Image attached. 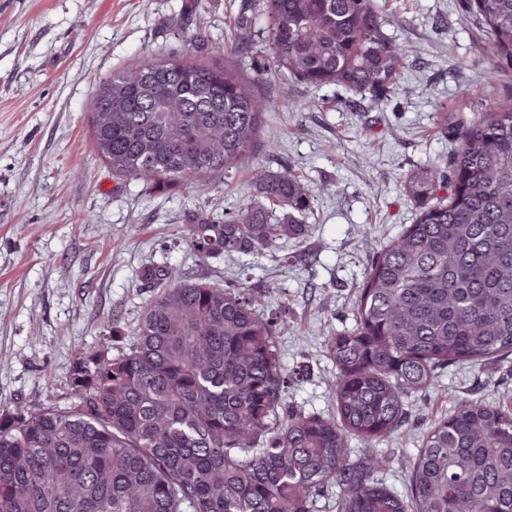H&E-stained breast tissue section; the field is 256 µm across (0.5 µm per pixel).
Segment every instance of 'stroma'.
Wrapping results in <instances>:
<instances>
[{
	"label": "stroma",
	"instance_id": "1",
	"mask_svg": "<svg viewBox=\"0 0 512 512\" xmlns=\"http://www.w3.org/2000/svg\"><path fill=\"white\" fill-rule=\"evenodd\" d=\"M381 3L385 31L408 62L388 102L352 108L331 89L263 86L278 109L254 158L300 176L314 198L306 234L203 260L176 245L175 231L239 210L249 165L166 191L115 177L93 148V101L101 81L151 55L202 58L183 35L203 29L236 41L255 0H0V413L68 406L76 358L128 347L161 288L142 270L161 263L247 289L262 310L279 312L293 374L283 410L332 413L336 366L326 339L352 325L369 261L415 218L404 174L454 149L437 112L468 119L512 95V69L483 80L485 33L465 0ZM478 83L482 95H469ZM364 153L370 163H359ZM463 400L512 405V358L448 366L412 396L406 424L377 446L386 487L404 489L424 430Z\"/></svg>",
	"mask_w": 512,
	"mask_h": 512
}]
</instances>
